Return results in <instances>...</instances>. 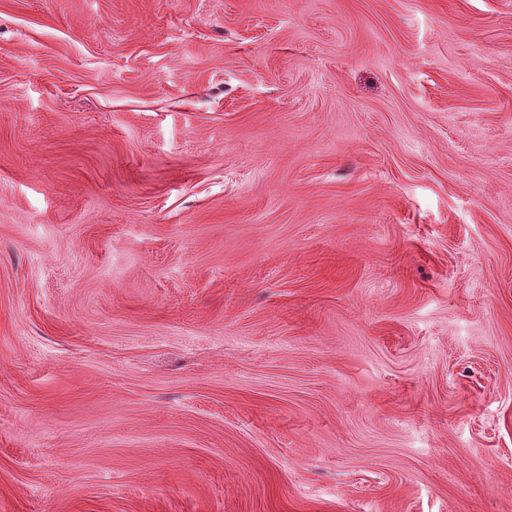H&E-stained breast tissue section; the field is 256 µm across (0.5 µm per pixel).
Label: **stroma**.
<instances>
[{
    "label": "stroma",
    "mask_w": 512,
    "mask_h": 512,
    "mask_svg": "<svg viewBox=\"0 0 512 512\" xmlns=\"http://www.w3.org/2000/svg\"><path fill=\"white\" fill-rule=\"evenodd\" d=\"M0 512H512V0H0Z\"/></svg>",
    "instance_id": "35a3bbf8"
}]
</instances>
